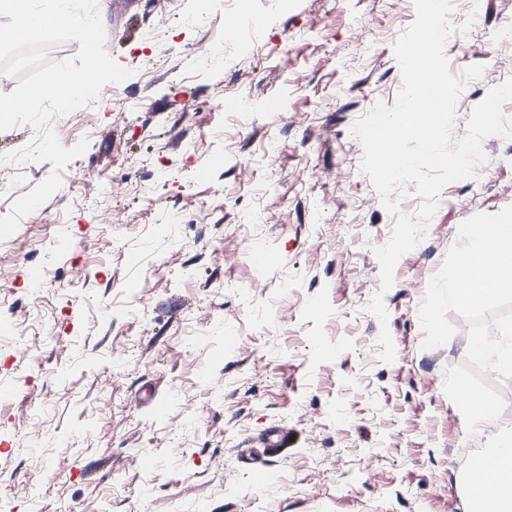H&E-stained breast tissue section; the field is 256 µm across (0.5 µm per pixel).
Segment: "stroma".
<instances>
[{
    "label": "stroma",
    "mask_w": 512,
    "mask_h": 512,
    "mask_svg": "<svg viewBox=\"0 0 512 512\" xmlns=\"http://www.w3.org/2000/svg\"><path fill=\"white\" fill-rule=\"evenodd\" d=\"M487 2L444 48L455 77L483 68L458 98V137L512 78L495 39L512 0ZM251 10L266 19L255 43L227 36L224 0L102 7L105 48L130 75L69 114L57 137L85 153L0 241V330L31 328L25 348L0 346V387L15 393L0 404V512H465L459 449L512 433V378L487 374L506 406L472 435L443 391L465 362L467 321L448 312L455 334L426 349L419 319L460 225L512 205V138L484 141L485 163L443 189L382 290L376 250L396 218L352 128L397 101L394 46L413 0ZM213 45L217 67L195 71ZM165 211L184 223L160 232ZM255 247L278 263L254 267ZM31 268L50 276L36 301ZM379 292L383 323L368 309ZM274 425L293 435L287 453L242 454Z\"/></svg>",
    "instance_id": "obj_1"
}]
</instances>
